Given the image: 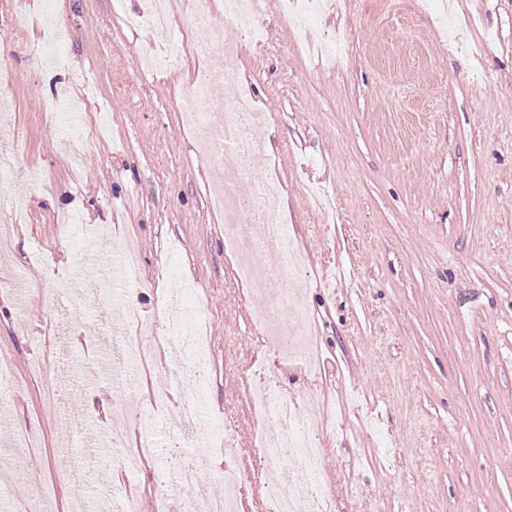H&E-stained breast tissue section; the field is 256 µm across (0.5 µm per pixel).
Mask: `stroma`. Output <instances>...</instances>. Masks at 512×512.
I'll list each match as a JSON object with an SVG mask.
<instances>
[{"label": "stroma", "instance_id": "1", "mask_svg": "<svg viewBox=\"0 0 512 512\" xmlns=\"http://www.w3.org/2000/svg\"><path fill=\"white\" fill-rule=\"evenodd\" d=\"M148 0H0V56L8 60L0 97L11 106L0 143L18 139L11 177L21 207L0 278L28 272L25 291L0 287V352L11 355L14 427L34 434L32 470L55 481L59 512L73 499L99 512L109 488L95 472L112 453L94 430L118 401L147 411L170 374L157 332L143 345L140 381L124 393L112 384L113 350L93 324L97 309L74 303L73 333L47 371L31 361L51 343L49 288H73L84 276L110 291L113 306L137 293L139 323H162L159 283L182 282L185 311L204 297L209 311V367L200 436L212 419L230 428L235 446L215 448L211 468L235 461L247 474L240 512H269L266 476L256 461L262 425L250 382L269 378L298 415L318 395L335 416L321 432L319 485L336 512H512V0H453L440 24L429 0H324L299 51L288 12L260 17L261 45L216 10L215 40L237 39L240 85L266 115L256 135L265 150L236 185L279 179L280 216L299 255L297 278L316 321L321 368L279 359L253 326L270 295L246 296L224 218L209 205V174L198 144L183 132L181 90L197 72H218L214 53L145 76L155 36L124 19ZM52 19L65 35L64 64L44 58L40 28ZM81 104L79 165L41 116L57 99ZM105 222L134 253L136 266L115 276L111 262L59 235L61 215ZM50 251L60 273L29 265ZM58 383L84 432L60 450L50 383ZM156 454L128 488L132 512L165 503L181 512L185 491L172 489L180 417L161 415ZM92 477L63 481L67 457Z\"/></svg>", "mask_w": 512, "mask_h": 512}]
</instances>
